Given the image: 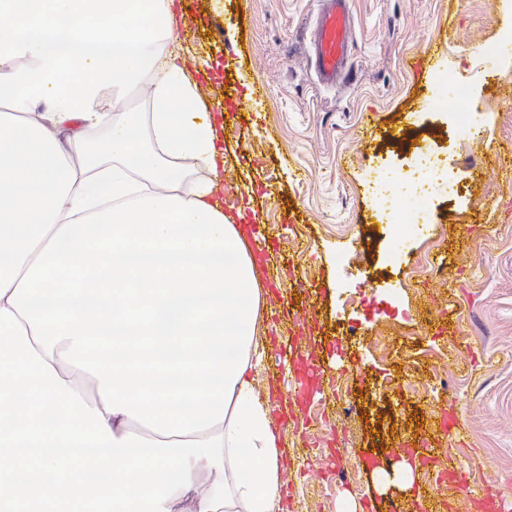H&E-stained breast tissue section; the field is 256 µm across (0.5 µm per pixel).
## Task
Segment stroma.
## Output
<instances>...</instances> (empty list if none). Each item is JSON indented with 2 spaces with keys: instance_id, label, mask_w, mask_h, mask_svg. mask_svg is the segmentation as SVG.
<instances>
[{
  "instance_id": "1",
  "label": "stroma",
  "mask_w": 512,
  "mask_h": 512,
  "mask_svg": "<svg viewBox=\"0 0 512 512\" xmlns=\"http://www.w3.org/2000/svg\"><path fill=\"white\" fill-rule=\"evenodd\" d=\"M171 52L207 85L220 131L219 171L186 161L187 182H215L225 213L267 243L255 386L281 416V512H393L421 489L428 512H512V179L491 173L512 141V10L503 0H353L344 83L317 84L306 64L316 0H188ZM497 56L472 72L478 48ZM241 67L225 71L224 55ZM468 77L471 132L429 103L428 67ZM504 73L496 82L492 72ZM446 147L459 194L423 199L420 228L384 236L374 188H397L416 148ZM468 473L453 490L421 463L430 419ZM368 455L379 468H353ZM411 484L384 485L398 463Z\"/></svg>"
}]
</instances>
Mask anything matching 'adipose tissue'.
<instances>
[{"label":"adipose tissue","instance_id":"ef3b65f1","mask_svg":"<svg viewBox=\"0 0 512 512\" xmlns=\"http://www.w3.org/2000/svg\"><path fill=\"white\" fill-rule=\"evenodd\" d=\"M175 7L0 0V512L279 502L255 263L212 184L184 189L221 150L167 52Z\"/></svg>","mask_w":512,"mask_h":512}]
</instances>
